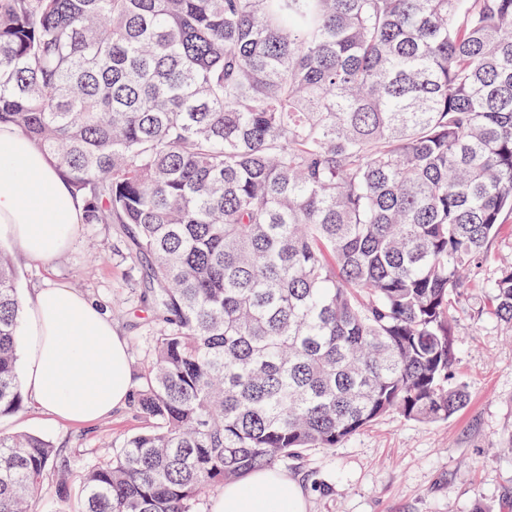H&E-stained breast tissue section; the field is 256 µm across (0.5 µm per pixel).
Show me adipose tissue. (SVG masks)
I'll list each match as a JSON object with an SVG mask.
<instances>
[{"label":"adipose tissue","instance_id":"1","mask_svg":"<svg viewBox=\"0 0 512 512\" xmlns=\"http://www.w3.org/2000/svg\"><path fill=\"white\" fill-rule=\"evenodd\" d=\"M85 218L83 202L50 158L20 130L0 124V239L51 262ZM29 340L18 376L26 399L54 418L89 423L124 406L132 378L124 339L96 301L64 286L37 289L24 302ZM210 512H308L288 474L259 469L225 484Z\"/></svg>","mask_w":512,"mask_h":512}]
</instances>
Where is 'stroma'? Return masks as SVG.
I'll use <instances>...</instances> for the list:
<instances>
[{
	"label": "stroma",
	"instance_id": "35a3bbf8",
	"mask_svg": "<svg viewBox=\"0 0 512 512\" xmlns=\"http://www.w3.org/2000/svg\"><path fill=\"white\" fill-rule=\"evenodd\" d=\"M19 294L60 284L103 306L126 298L146 265L128 250L125 225H80L52 263L13 254ZM486 289L473 288L453 313L456 377L467 406L448 420L420 424L386 414L336 447L312 448L278 469L297 479L308 512H512V323L493 314ZM141 313L113 315L124 337L134 385L149 366ZM147 422L132 406L86 425L53 420L23 404L0 417V432L24 431L49 439L71 459L70 483L79 487L102 443L119 447Z\"/></svg>",
	"mask_w": 512,
	"mask_h": 512
}]
</instances>
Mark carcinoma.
Here are the masks:
<instances>
[{
	"label": "carcinoma",
	"instance_id": "carcinoma-1",
	"mask_svg": "<svg viewBox=\"0 0 512 512\" xmlns=\"http://www.w3.org/2000/svg\"><path fill=\"white\" fill-rule=\"evenodd\" d=\"M1 122L149 259L152 425L87 466L78 512H200L467 405L452 311L512 213V0H0ZM482 287L512 322V263ZM22 314L0 250V416ZM46 494L68 458L1 434L0 512Z\"/></svg>",
	"mask_w": 512,
	"mask_h": 512
}]
</instances>
